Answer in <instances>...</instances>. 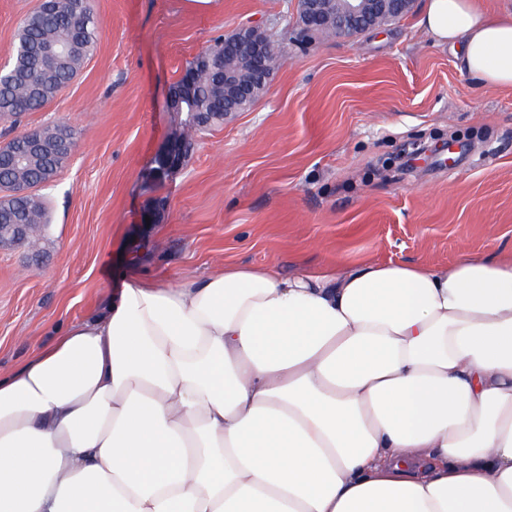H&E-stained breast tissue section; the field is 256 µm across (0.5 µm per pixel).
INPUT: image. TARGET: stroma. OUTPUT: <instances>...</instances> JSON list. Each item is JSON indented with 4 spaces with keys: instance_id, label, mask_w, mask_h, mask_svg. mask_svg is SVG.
Wrapping results in <instances>:
<instances>
[{
    "instance_id": "1",
    "label": "stroma",
    "mask_w": 512,
    "mask_h": 512,
    "mask_svg": "<svg viewBox=\"0 0 512 512\" xmlns=\"http://www.w3.org/2000/svg\"><path fill=\"white\" fill-rule=\"evenodd\" d=\"M40 0H0V66ZM420 0L355 38L300 41L291 0H92L99 36L76 77L0 144L65 124L76 145L38 188L49 223L0 248V374L104 310L130 273L176 285L228 264L302 268L512 252V89L461 72L420 24ZM242 25L286 49L246 111L195 134L156 183L150 161L185 115L171 86ZM456 133L453 155L382 170L413 142ZM158 221H150V214Z\"/></svg>"
}]
</instances>
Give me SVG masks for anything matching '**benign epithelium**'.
<instances>
[{"instance_id": "7a95c632", "label": "benign epithelium", "mask_w": 512, "mask_h": 512, "mask_svg": "<svg viewBox=\"0 0 512 512\" xmlns=\"http://www.w3.org/2000/svg\"><path fill=\"white\" fill-rule=\"evenodd\" d=\"M342 7L331 13L329 0H296V25L300 40H309L317 30L330 19L336 23V36L352 37L383 26L407 12L413 0H340ZM266 35L256 26H244L230 34L224 35V52L242 53L241 64L255 72L265 68L264 43ZM69 48L63 43H50L45 46L40 66L49 69L61 62L68 54ZM217 79L224 81L228 93L224 95V116L239 111L241 100L247 98L251 89L239 83L236 74L221 66L219 61L212 62ZM182 84L179 95L168 96V109L171 112L189 110L190 118L202 119V110L196 104L195 85L192 73L181 76ZM74 137L63 136L58 140H49L40 132H30L12 139L11 154L20 164L30 159L47 154L59 155L69 150ZM187 152V146L175 138L170 139L167 147L152 159L150 174L156 178L170 175L179 168ZM27 183L12 184L1 187L0 191L27 204L33 200Z\"/></svg>"}]
</instances>
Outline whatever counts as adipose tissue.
<instances>
[{"instance_id":"1","label":"adipose tissue","mask_w":512,"mask_h":512,"mask_svg":"<svg viewBox=\"0 0 512 512\" xmlns=\"http://www.w3.org/2000/svg\"><path fill=\"white\" fill-rule=\"evenodd\" d=\"M421 23L512 89V17ZM0 512H512V256L130 277L0 375Z\"/></svg>"}]
</instances>
